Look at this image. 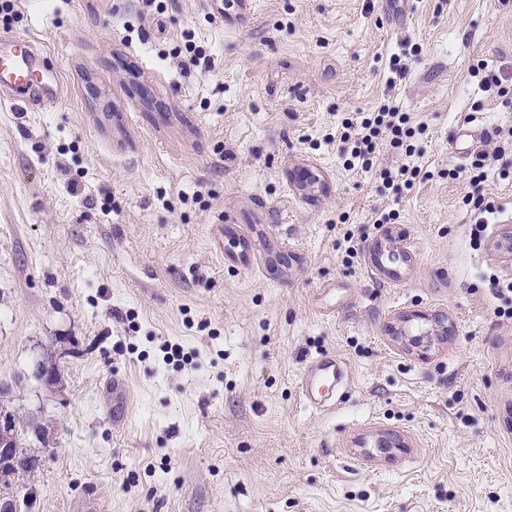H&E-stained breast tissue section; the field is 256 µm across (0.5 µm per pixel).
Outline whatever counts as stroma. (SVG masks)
<instances>
[{"label": "stroma", "instance_id": "35a3bbf8", "mask_svg": "<svg viewBox=\"0 0 512 512\" xmlns=\"http://www.w3.org/2000/svg\"><path fill=\"white\" fill-rule=\"evenodd\" d=\"M0 32L68 88L0 100V384L54 446L21 512H512V106L472 74L512 90V0H11ZM387 99L413 154L349 166L344 119ZM474 203V209L478 211V214L480 215L476 221L475 224L472 225L471 228V237L473 236V239L476 241H482L483 240V232L485 230V221L486 217L482 216L485 214H494L496 210L499 208L495 205V202H491L488 199L484 197H477L474 199L472 197L469 199L467 204ZM348 377V365L341 357L323 353L307 363L300 380V393L312 408L336 405V397L340 400Z\"/></svg>", "mask_w": 512, "mask_h": 512}]
</instances>
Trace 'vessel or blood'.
Segmentation results:
<instances>
[{
	"label": "vessel or blood",
	"instance_id": "vessel-or-blood-1",
	"mask_svg": "<svg viewBox=\"0 0 512 512\" xmlns=\"http://www.w3.org/2000/svg\"><path fill=\"white\" fill-rule=\"evenodd\" d=\"M41 56L34 40L27 35H0V91L36 105L63 100L67 90L55 71L41 68ZM348 377V365L341 357L323 353L307 363L300 393L310 407L332 406L341 397Z\"/></svg>",
	"mask_w": 512,
	"mask_h": 512
}]
</instances>
